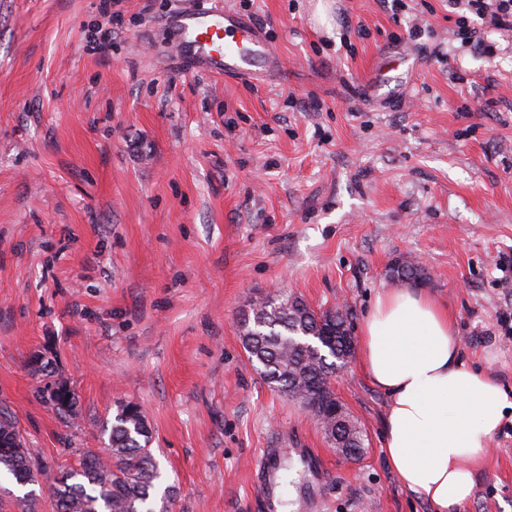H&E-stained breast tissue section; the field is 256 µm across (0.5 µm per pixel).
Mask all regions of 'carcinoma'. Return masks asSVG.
Segmentation results:
<instances>
[{
    "label": "carcinoma",
    "mask_w": 512,
    "mask_h": 512,
    "mask_svg": "<svg viewBox=\"0 0 512 512\" xmlns=\"http://www.w3.org/2000/svg\"><path fill=\"white\" fill-rule=\"evenodd\" d=\"M422 272L415 264L402 262L390 268V278L417 283ZM347 332V320L340 311L317 312L284 293L257 300L240 320L243 347L264 380L318 416L336 408L331 381L353 352ZM41 393L59 413L75 416L72 390H67L70 397L65 401L45 388ZM151 441L140 408L134 403L119 405L109 434L108 456L85 450L78 467L62 470L54 478L50 493L55 512H170L172 489L160 509L153 506L160 470ZM0 468L21 486L37 482L44 470L15 423L4 416H0Z\"/></svg>",
    "instance_id": "1"
}]
</instances>
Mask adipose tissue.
Here are the masks:
<instances>
[{
  "mask_svg": "<svg viewBox=\"0 0 512 512\" xmlns=\"http://www.w3.org/2000/svg\"><path fill=\"white\" fill-rule=\"evenodd\" d=\"M370 382L389 399L387 462L434 512H462L512 394L463 359L447 307L415 289L377 295L361 336Z\"/></svg>",
  "mask_w": 512,
  "mask_h": 512,
  "instance_id": "ef3b65f1",
  "label": "adipose tissue"
}]
</instances>
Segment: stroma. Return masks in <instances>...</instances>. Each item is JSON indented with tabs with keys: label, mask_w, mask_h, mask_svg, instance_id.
Returning a JSON list of instances; mask_svg holds the SVG:
<instances>
[{
	"label": "stroma",
	"mask_w": 512,
	"mask_h": 512,
	"mask_svg": "<svg viewBox=\"0 0 512 512\" xmlns=\"http://www.w3.org/2000/svg\"><path fill=\"white\" fill-rule=\"evenodd\" d=\"M225 2L287 80L173 62L159 22L180 0H0V412L45 465L38 512L81 450L106 454L122 402L175 512H432L387 463V399L359 354L332 380L368 438L346 461L260 378L239 322L283 292L341 309L360 338L399 287L389 268L418 258L466 363L512 390V32H487L490 56L455 38L448 0ZM34 354L50 373H30ZM55 381L76 417L41 397ZM463 512H512L511 419Z\"/></svg>",
	"instance_id": "obj_1"
}]
</instances>
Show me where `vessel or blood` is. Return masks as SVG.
<instances>
[{"label":"vessel or blood","mask_w":512,"mask_h":512,"mask_svg":"<svg viewBox=\"0 0 512 512\" xmlns=\"http://www.w3.org/2000/svg\"><path fill=\"white\" fill-rule=\"evenodd\" d=\"M162 24L176 36L173 56L193 69L256 83L283 72L280 57L263 29L226 6L224 0H213L204 10L187 0Z\"/></svg>","instance_id":"obj_1"}]
</instances>
